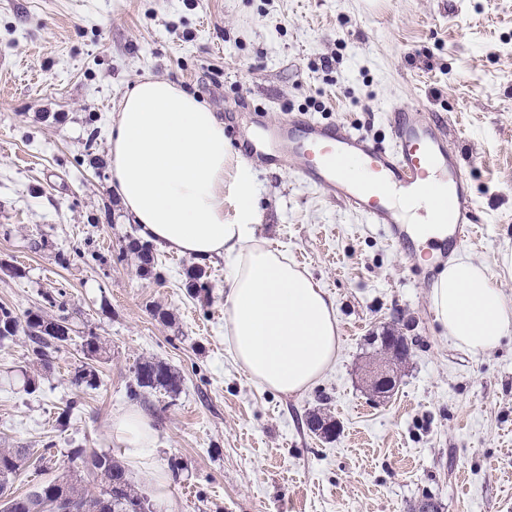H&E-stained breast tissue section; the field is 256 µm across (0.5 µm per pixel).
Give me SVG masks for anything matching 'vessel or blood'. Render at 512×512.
<instances>
[{"label": "vessel or blood", "instance_id": "b4317fda", "mask_svg": "<svg viewBox=\"0 0 512 512\" xmlns=\"http://www.w3.org/2000/svg\"><path fill=\"white\" fill-rule=\"evenodd\" d=\"M385 120L386 145L308 118L258 122L241 156L269 170L295 169L402 247L414 244V217L444 225L449 250L472 242L478 218L471 176L446 121L423 105L389 110Z\"/></svg>", "mask_w": 512, "mask_h": 512}]
</instances>
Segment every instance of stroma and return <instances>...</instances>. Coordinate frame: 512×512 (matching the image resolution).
Returning a JSON list of instances; mask_svg holds the SVG:
<instances>
[{
    "label": "stroma",
    "instance_id": "stroma-1",
    "mask_svg": "<svg viewBox=\"0 0 512 512\" xmlns=\"http://www.w3.org/2000/svg\"><path fill=\"white\" fill-rule=\"evenodd\" d=\"M162 78L223 115L301 114L387 143L385 114L444 116L473 175L478 238L512 249V0H0V305L66 315L75 337L35 393L24 333L0 342V448L123 459L112 420L140 412L172 512H512V334L471 356L430 303L444 260L413 265L372 224L290 171L253 170L255 237L333 298L340 352L308 391L262 388L224 334V259L151 245L143 270L112 189L109 133L124 93ZM202 271L201 280L192 272ZM56 306H49V299ZM411 344L387 401L369 396L370 337ZM100 336V383L72 377ZM168 363L178 393L128 388ZM338 425L325 439L312 415Z\"/></svg>",
    "mask_w": 512,
    "mask_h": 512
}]
</instances>
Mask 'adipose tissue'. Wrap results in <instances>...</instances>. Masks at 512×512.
Segmentation results:
<instances>
[{
  "label": "adipose tissue",
  "mask_w": 512,
  "mask_h": 512,
  "mask_svg": "<svg viewBox=\"0 0 512 512\" xmlns=\"http://www.w3.org/2000/svg\"><path fill=\"white\" fill-rule=\"evenodd\" d=\"M233 149L213 110L153 77L127 91L110 133L112 186L125 216L147 239L198 260L223 257L224 321L234 360L253 381L283 395L309 390L335 364L333 300L285 252L256 240L253 171L234 170L236 221H224V169ZM512 270V252L494 263L460 257L435 279L430 302L445 335L466 353L498 348L512 333V306L490 281ZM112 432L133 461L149 456L153 431L139 412L115 417Z\"/></svg>",
  "instance_id": "1"
}]
</instances>
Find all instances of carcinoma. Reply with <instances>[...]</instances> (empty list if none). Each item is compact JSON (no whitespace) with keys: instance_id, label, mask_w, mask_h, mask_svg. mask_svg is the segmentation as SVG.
<instances>
[{"instance_id":"cac0c4a2","label":"carcinoma","mask_w":512,"mask_h":512,"mask_svg":"<svg viewBox=\"0 0 512 512\" xmlns=\"http://www.w3.org/2000/svg\"><path fill=\"white\" fill-rule=\"evenodd\" d=\"M19 331V321L13 312L0 306V341L12 339ZM67 317L48 319L40 312H31L25 320V332L33 353L44 369H49L51 351L59 350L72 341ZM83 351L87 362L80 366L78 384L90 389L98 386V373L93 363L100 361L106 349L97 336L84 337ZM181 376L168 364L154 359L139 362L135 368L136 397L143 389H163L175 393L180 389ZM52 456V447L36 453L32 448H0V507L3 512H55L54 502L60 492L73 501L76 512H152L150 499L135 486L126 469L110 454H87L78 448L70 452V467L61 469L49 481L38 484L25 495L8 492L9 485L22 473L44 469ZM91 472L97 482L91 491L84 484L82 473Z\"/></svg>"}]
</instances>
